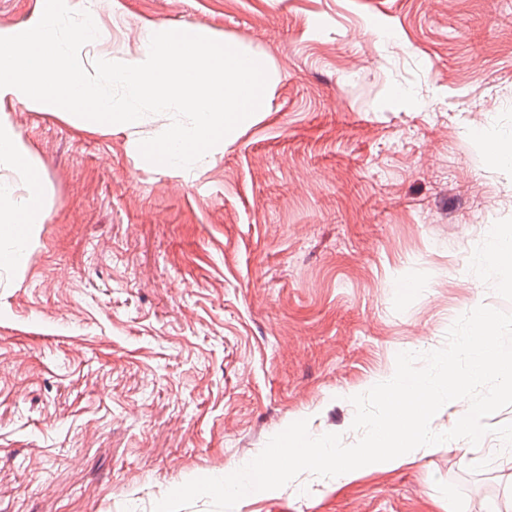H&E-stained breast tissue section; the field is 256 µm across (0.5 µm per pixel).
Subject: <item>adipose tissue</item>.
<instances>
[{"label": "adipose tissue", "mask_w": 512, "mask_h": 512, "mask_svg": "<svg viewBox=\"0 0 512 512\" xmlns=\"http://www.w3.org/2000/svg\"><path fill=\"white\" fill-rule=\"evenodd\" d=\"M24 194L0 178V268L20 269L33 245L44 209V186L37 170L26 169ZM473 259L512 287V230L495 232L474 250Z\"/></svg>", "instance_id": "adipose-tissue-1"}]
</instances>
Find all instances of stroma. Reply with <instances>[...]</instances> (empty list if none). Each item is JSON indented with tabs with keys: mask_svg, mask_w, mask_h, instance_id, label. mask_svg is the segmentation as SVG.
Listing matches in <instances>:
<instances>
[{
	"mask_svg": "<svg viewBox=\"0 0 512 512\" xmlns=\"http://www.w3.org/2000/svg\"><path fill=\"white\" fill-rule=\"evenodd\" d=\"M135 63L144 30H205L272 75L265 111L190 173L147 162L171 123L101 127L7 94L45 187L37 245L0 271V512H153L294 421L352 429L351 396L457 317L512 312L471 252L512 227V0H66ZM45 0H0V36ZM500 440L356 478L305 472L234 512H487ZM473 135L482 140L488 158L495 164L512 165V140L505 139L490 128L474 130Z\"/></svg>",
	"mask_w": 512,
	"mask_h": 512,
	"instance_id": "obj_1",
	"label": "stroma"
}]
</instances>
